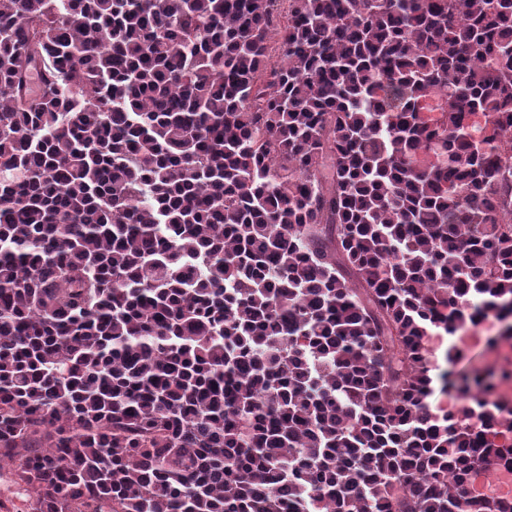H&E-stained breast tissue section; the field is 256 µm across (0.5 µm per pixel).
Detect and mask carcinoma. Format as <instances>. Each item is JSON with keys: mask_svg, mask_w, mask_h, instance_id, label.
<instances>
[{"mask_svg": "<svg viewBox=\"0 0 512 512\" xmlns=\"http://www.w3.org/2000/svg\"><path fill=\"white\" fill-rule=\"evenodd\" d=\"M281 39L276 57L269 43ZM512 0H0V464L31 512H512ZM454 337L455 336H448V348L452 347L453 349H455V348L462 349L463 345H462L461 341L460 342L456 341ZM434 346H435V355H434V358H432V359L435 362V365L437 367L436 370L432 371V374H433V377H434L435 383H436V386H435L436 393L434 396V401L439 398L444 405H447V408H448V395L442 396L439 393V387L441 386V380L440 379L438 380V378H437L438 375L441 376L442 374L448 372V376L450 378H454L458 374V372L469 373L473 369L486 370V369H489L490 367L484 361L483 349L485 347H480L478 345L469 347L467 350V353H466L467 357H466L465 361L458 363L454 366V365L448 364V360H447L448 348L446 350L437 352V348L439 347V344L438 343L436 345L434 344Z\"/></svg>", "mask_w": 512, "mask_h": 512, "instance_id": "cac0c4a2", "label": "carcinoma"}]
</instances>
